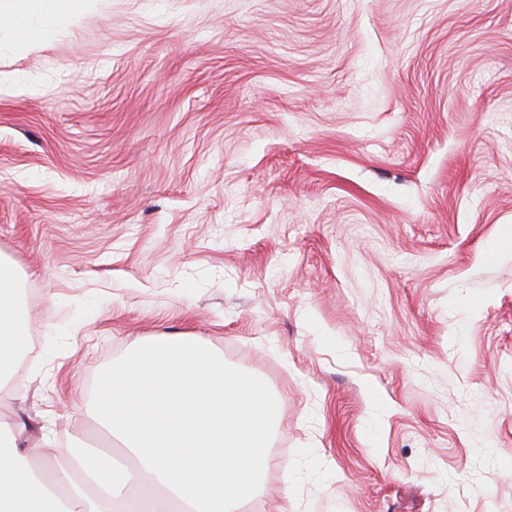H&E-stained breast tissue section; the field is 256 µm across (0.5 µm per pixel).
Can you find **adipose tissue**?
<instances>
[{
  "mask_svg": "<svg viewBox=\"0 0 512 512\" xmlns=\"http://www.w3.org/2000/svg\"><path fill=\"white\" fill-rule=\"evenodd\" d=\"M10 23L27 34L52 32L59 17L81 16L87 0H11ZM29 328V313L19 297V276L0 260V372L15 364Z\"/></svg>",
  "mask_w": 512,
  "mask_h": 512,
  "instance_id": "obj_1",
  "label": "adipose tissue"
}]
</instances>
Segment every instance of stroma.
<instances>
[{
    "label": "stroma",
    "instance_id": "35a3bbf8",
    "mask_svg": "<svg viewBox=\"0 0 512 512\" xmlns=\"http://www.w3.org/2000/svg\"><path fill=\"white\" fill-rule=\"evenodd\" d=\"M0 74V421L119 452L98 374L196 337L280 403L243 512H512V0H89ZM19 276L0 259V372L15 364L29 328V313L19 297Z\"/></svg>",
    "mask_w": 512,
    "mask_h": 512
}]
</instances>
